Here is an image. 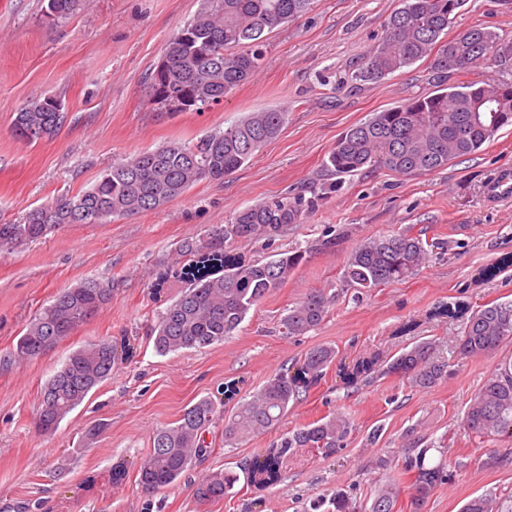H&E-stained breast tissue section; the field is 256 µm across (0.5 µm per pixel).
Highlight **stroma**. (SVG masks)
Here are the masks:
<instances>
[{
    "mask_svg": "<svg viewBox=\"0 0 512 512\" xmlns=\"http://www.w3.org/2000/svg\"><path fill=\"white\" fill-rule=\"evenodd\" d=\"M400 3L313 0L298 20L270 34L264 65L250 82L210 110L176 112L153 103L150 77L200 0H78L55 21L44 16L45 0H0V224L90 188L112 163L172 142L196 144L250 112H286L279 135L224 179L201 181L160 209L72 224L0 250V512H339L338 500L345 505L340 512H366L378 480L388 478L399 481L397 512H460L489 491L512 502V438L479 437L463 425L499 357L512 360V339L496 358L449 356L448 378L429 389L387 372L404 347L431 338L453 345L472 312L512 300V199L497 201L485 191L494 174L512 166V127L477 154L418 175L370 168L337 176L324 167L352 125L438 83L424 60L379 83L358 77ZM478 24L512 42V0H465L449 31ZM45 97L61 101V129L33 143L14 138L16 113ZM283 195L304 199L299 223L270 240H230L226 247L246 261L306 248L307 260L224 343L158 355L147 332L181 290L160 278L183 265L182 240L209 238L236 211ZM392 233L443 244L405 281L369 291L345 286L350 252ZM329 237L335 247L321 248ZM494 265L497 275L484 278ZM87 280L111 285L110 304L38 358L11 361L34 315L62 289ZM313 289L336 292L328 316L305 335L284 336L281 319ZM455 304L461 313L443 317L442 309ZM102 339L117 349L111 379L55 433H36L43 384L73 350ZM320 345L336 348L335 364L290 405L277 429L228 444L223 422H216L206 436L212 451L188 479L142 491L138 470L157 428L227 383L234 391L224 406L233 408ZM366 360L369 374L350 382L347 368ZM334 413L353 423L346 448H300L282 458L269 484L241 480L235 495L218 503L194 497L193 484L205 474H241L282 434ZM97 424L101 433L85 440V430ZM377 427L383 434L370 441ZM423 448L427 463H446L453 477L417 509L404 466Z\"/></svg>",
    "mask_w": 512,
    "mask_h": 512,
    "instance_id": "35a3bbf8",
    "label": "stroma"
}]
</instances>
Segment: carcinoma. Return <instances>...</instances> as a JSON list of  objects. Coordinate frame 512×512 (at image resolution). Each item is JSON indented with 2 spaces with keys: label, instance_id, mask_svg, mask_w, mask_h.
<instances>
[{
  "label": "carcinoma",
  "instance_id": "obj_1",
  "mask_svg": "<svg viewBox=\"0 0 512 512\" xmlns=\"http://www.w3.org/2000/svg\"><path fill=\"white\" fill-rule=\"evenodd\" d=\"M402 7L385 23V34L369 53L359 77L380 82L420 60L440 77L467 74L481 63L512 60V43L493 30L472 26L453 37L448 27L464 0H401ZM75 0H47L46 17L68 15ZM311 0H201L196 16L185 23L191 38L173 36L165 49L168 67L163 78L151 77L155 104L176 111L201 112L244 85L264 62L266 35L309 9ZM286 119L278 109L251 112L224 131L189 146L172 142L104 169L95 183L76 195H61L31 209L19 224H0V249L37 240L68 224H104L109 218L151 211L181 198L204 180L222 179L254 159L275 138ZM64 121L46 99L28 103L16 116L12 134L27 142L50 137ZM512 125V81H468L414 96L375 112L352 126L336 141L326 166L337 175L380 167L402 176L435 171L448 162L477 153L503 127ZM299 199L275 197L248 206L209 241L187 240L179 252L187 264L176 272L187 283L152 327L149 340L159 355L221 344L306 258L298 249L266 262H243L224 251L228 238L252 241L273 237L301 218ZM438 247L406 233L369 238L348 256L343 282L359 290L404 281L423 264L430 248ZM112 299V288L88 280L59 292L26 325L16 344L17 357L32 359L70 336L93 319ZM335 294L312 290L281 319L284 334L303 336L325 320ZM512 337V303H490L473 312L457 339L462 359L491 357ZM336 348L320 345L308 350L296 372L282 369L267 378L250 397L229 412L204 397L186 408L174 424L157 429L152 449L138 471V484L148 494L186 478L193 463L211 452L205 432L224 416V441L235 443L279 425L300 389L320 382L336 360ZM116 352L110 340L73 351L44 383L36 420L43 433L56 431L100 384L112 377ZM448 361L435 342L424 339L393 359L389 371L421 389L447 377ZM464 426L477 435L512 437V364L504 363L479 389L469 405ZM353 431L350 418L334 414L325 421L298 427L283 435L259 466L272 480L281 458L296 448L328 453L347 446ZM428 449L408 461L414 474L412 503L419 510L452 472L446 464H425ZM240 475L231 471L206 474L194 484L201 503H214L232 494ZM399 489L391 480L374 489L370 512H396ZM462 512H512L494 493L471 498Z\"/></svg>",
  "mask_w": 512,
  "mask_h": 512
}]
</instances>
